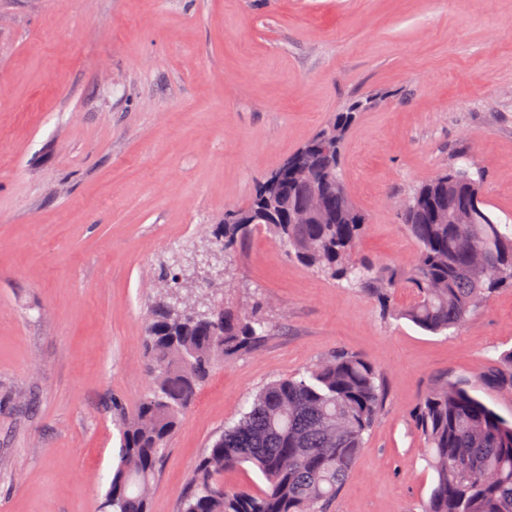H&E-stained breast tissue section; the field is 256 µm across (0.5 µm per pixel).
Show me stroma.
I'll list each match as a JSON object with an SVG mask.
<instances>
[{
  "label": "stroma",
  "instance_id": "stroma-1",
  "mask_svg": "<svg viewBox=\"0 0 512 512\" xmlns=\"http://www.w3.org/2000/svg\"><path fill=\"white\" fill-rule=\"evenodd\" d=\"M369 106L340 173L360 257L409 268L413 190L471 158L512 224V0H0V512H99L121 450L114 404L149 388L160 267L350 100ZM235 307L275 329L216 366L172 436L150 512H181L196 462L272 379L367 357L383 410L331 512H421L436 484L413 415L440 381L512 421L488 382L512 350V288L454 335L384 318L259 231L232 259Z\"/></svg>",
  "mask_w": 512,
  "mask_h": 512
}]
</instances>
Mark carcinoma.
I'll use <instances>...</instances> for the list:
<instances>
[{
    "label": "carcinoma",
    "mask_w": 512,
    "mask_h": 512,
    "mask_svg": "<svg viewBox=\"0 0 512 512\" xmlns=\"http://www.w3.org/2000/svg\"><path fill=\"white\" fill-rule=\"evenodd\" d=\"M368 100L336 112L272 174L244 208L224 213L212 227L229 255L252 230L278 239L322 277L375 295L383 314L429 333L459 330L505 287L512 288V225L501 224L483 200L465 193L481 186L471 167L446 169L421 183L402 210L418 245L412 268L400 273L356 260L366 218L351 201L337 169L348 129ZM321 180L318 221L292 223L311 208L296 171ZM405 283L414 302L394 305ZM166 287L145 326L152 387L130 416H121L120 462L104 494L103 512H149L152 481L165 445L195 400L211 367L255 350L274 324L262 302L230 306L196 319ZM493 377L512 386V352L501 355ZM384 393L365 357L337 351L297 378L274 380L214 440L194 467L182 512H327L357 462L381 412ZM414 424L427 444L436 485L423 512H512V422L466 389L440 382L424 396ZM251 465L266 482L258 491L229 488L224 472Z\"/></svg>",
    "instance_id": "1"
}]
</instances>
